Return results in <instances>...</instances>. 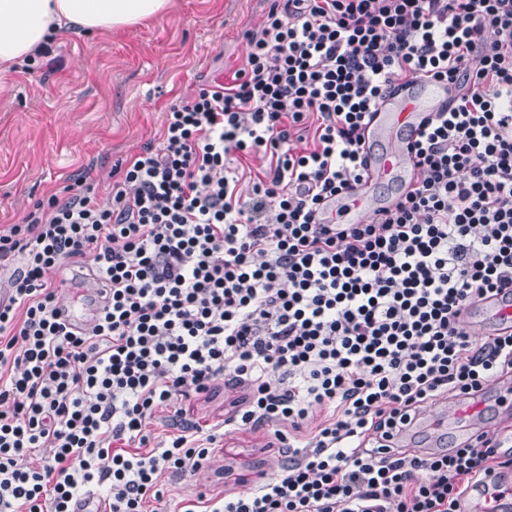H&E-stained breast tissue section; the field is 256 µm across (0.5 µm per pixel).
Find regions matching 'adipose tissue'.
<instances>
[{"label":"adipose tissue","mask_w":512,"mask_h":512,"mask_svg":"<svg viewBox=\"0 0 512 512\" xmlns=\"http://www.w3.org/2000/svg\"><path fill=\"white\" fill-rule=\"evenodd\" d=\"M170 0H0V76L72 33L91 36L162 15Z\"/></svg>","instance_id":"1"}]
</instances>
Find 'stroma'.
I'll return each mask as SVG.
<instances>
[{"label":"stroma","mask_w":512,"mask_h":512,"mask_svg":"<svg viewBox=\"0 0 512 512\" xmlns=\"http://www.w3.org/2000/svg\"><path fill=\"white\" fill-rule=\"evenodd\" d=\"M267 8V0H172L152 21L68 35L51 65L1 78L0 225L22 223L35 202L64 195L82 173L106 193L118 161L158 142L172 103L241 66L245 33L259 29ZM243 392L217 381L209 398L191 402L187 417L210 428ZM264 438L260 430L225 427L211 468L167 479L169 507L201 491H243L273 474L276 458L258 451ZM229 465L236 481L218 480L216 470Z\"/></svg>","instance_id":"obj_1"}]
</instances>
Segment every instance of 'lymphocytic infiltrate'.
I'll return each mask as SVG.
<instances>
[{
  "label": "lymphocytic infiltrate",
  "mask_w": 512,
  "mask_h": 512,
  "mask_svg": "<svg viewBox=\"0 0 512 512\" xmlns=\"http://www.w3.org/2000/svg\"><path fill=\"white\" fill-rule=\"evenodd\" d=\"M268 2L242 66L171 104L108 202L79 180L0 225V512H166L163 476L210 467L219 438L184 404L221 379L246 388L225 425L271 427L278 470L178 512H462L512 468L496 433L398 440L512 382V332L463 320L512 293V0ZM425 78L453 96L408 147L415 182L337 223L372 116ZM70 264L100 285L80 330L47 276Z\"/></svg>",
  "instance_id": "1"
}]
</instances>
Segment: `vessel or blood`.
<instances>
[{
	"label": "vessel or blood",
	"instance_id": "obj_1",
	"mask_svg": "<svg viewBox=\"0 0 512 512\" xmlns=\"http://www.w3.org/2000/svg\"><path fill=\"white\" fill-rule=\"evenodd\" d=\"M446 98L445 85L425 82L414 85L380 108L369 127V139L376 142L378 148L360 184L346 202L343 223L361 224L373 217L381 206L374 193L377 184L386 182L405 187L414 182L417 171L408 155V146L423 130L425 120ZM468 323L482 336L512 327V299L499 295L488 300L471 312ZM486 407V402L480 398L464 397L448 417L433 421L431 431L437 439L460 443L470 435L465 420L477 416ZM485 484L502 489L503 494L496 498L478 495L481 512H512V470L491 475Z\"/></svg>",
	"mask_w": 512,
	"mask_h": 512
}]
</instances>
